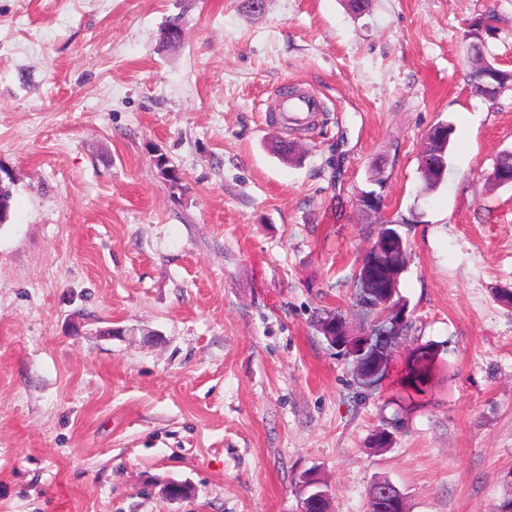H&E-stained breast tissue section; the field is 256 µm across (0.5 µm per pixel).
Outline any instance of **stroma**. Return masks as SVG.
I'll use <instances>...</instances> for the list:
<instances>
[{"instance_id":"obj_1","label":"stroma","mask_w":512,"mask_h":512,"mask_svg":"<svg viewBox=\"0 0 512 512\" xmlns=\"http://www.w3.org/2000/svg\"><path fill=\"white\" fill-rule=\"evenodd\" d=\"M485 20L512 71V0H0V512H301L306 471L331 512H366L382 479L409 512L512 496V187L486 181L512 90L467 84ZM285 85L321 100L308 126L268 120ZM441 122L448 175L426 193ZM382 219L410 243L391 372L439 353L410 401L389 381L359 398L312 323L370 326L355 272ZM172 480L193 496L166 500ZM452 134V127L448 125V138L445 134H443L442 137H438L432 134L431 131H429L424 138L419 153V166L425 184V190L429 192L436 190L445 182ZM438 169H440L439 172H437ZM442 170H444L445 174L441 178L440 172Z\"/></svg>"}]
</instances>
